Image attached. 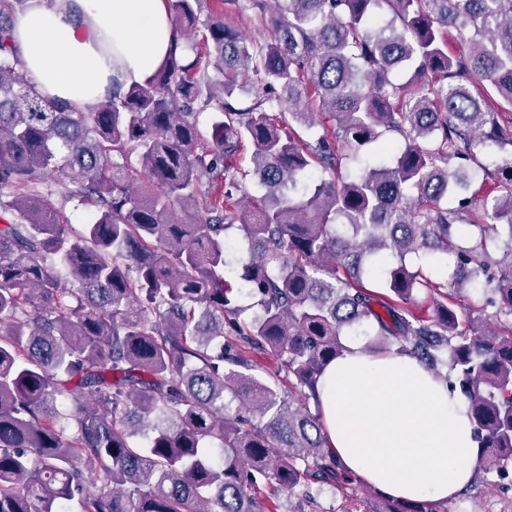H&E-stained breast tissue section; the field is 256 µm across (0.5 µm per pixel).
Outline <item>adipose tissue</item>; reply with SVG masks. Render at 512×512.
<instances>
[{
	"label": "adipose tissue",
	"mask_w": 512,
	"mask_h": 512,
	"mask_svg": "<svg viewBox=\"0 0 512 512\" xmlns=\"http://www.w3.org/2000/svg\"><path fill=\"white\" fill-rule=\"evenodd\" d=\"M13 35L37 90L80 108L111 81L128 85L156 70L173 22L167 0H46L17 16ZM317 399L328 448L380 493L442 502L472 481L468 407L416 359L347 341Z\"/></svg>",
	"instance_id": "ef3b65f1"
}]
</instances>
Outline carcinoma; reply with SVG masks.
I'll list each match as a JSON object with an SVG mask.
<instances>
[{
  "label": "carcinoma",
  "instance_id": "obj_1",
  "mask_svg": "<svg viewBox=\"0 0 512 512\" xmlns=\"http://www.w3.org/2000/svg\"><path fill=\"white\" fill-rule=\"evenodd\" d=\"M42 2L0 0V512H306L313 486L357 481L311 409L349 334L448 383L509 475L512 0H218L261 20L253 39L169 0L161 65L83 110L42 96L14 43ZM478 170L492 185L464 195ZM60 187L95 219L62 223ZM448 286L484 289L495 324Z\"/></svg>",
  "mask_w": 512,
  "mask_h": 512
}]
</instances>
